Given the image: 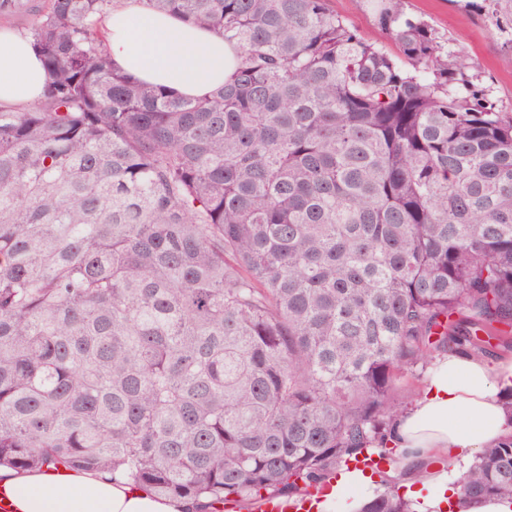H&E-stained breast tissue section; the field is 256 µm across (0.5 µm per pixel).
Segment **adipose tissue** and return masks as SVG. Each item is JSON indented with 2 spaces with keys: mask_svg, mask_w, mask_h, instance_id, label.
Returning <instances> with one entry per match:
<instances>
[{
  "mask_svg": "<svg viewBox=\"0 0 512 512\" xmlns=\"http://www.w3.org/2000/svg\"><path fill=\"white\" fill-rule=\"evenodd\" d=\"M107 49L123 72L178 94L203 96L223 86L237 50L211 31L182 24L144 0H121L103 20ZM45 74L28 37L0 28V106L39 99ZM512 389V356L495 362L460 352L438 356L420 397L395 425L392 447L408 469L407 491L422 512H449L457 502L462 463L512 432L502 394ZM443 455L448 467L430 466ZM0 491L15 512H194L191 502L150 495L94 473L25 472L0 468Z\"/></svg>",
  "mask_w": 512,
  "mask_h": 512,
  "instance_id": "obj_1",
  "label": "adipose tissue"
}]
</instances>
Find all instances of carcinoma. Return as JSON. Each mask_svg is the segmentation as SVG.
<instances>
[{"mask_svg":"<svg viewBox=\"0 0 512 512\" xmlns=\"http://www.w3.org/2000/svg\"><path fill=\"white\" fill-rule=\"evenodd\" d=\"M114 0H31L0 108V466L211 512L392 462L399 385L512 350V114L405 0H146L238 50L188 98L117 69ZM356 512H415L391 482ZM512 499V434L458 481ZM368 0H330V8L350 25L378 40L389 51H395L392 43L382 33L375 12ZM30 20L24 12L0 14V27L23 32ZM11 28H0V106L22 108L42 96L45 74L30 38Z\"/></svg>","mask_w":512,"mask_h":512,"instance_id":"carcinoma-1","label":"carcinoma"}]
</instances>
